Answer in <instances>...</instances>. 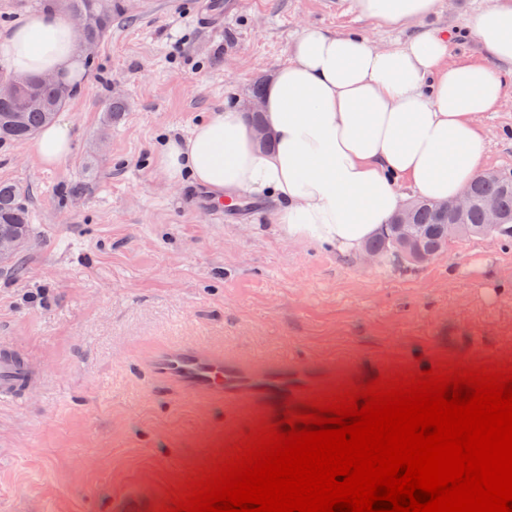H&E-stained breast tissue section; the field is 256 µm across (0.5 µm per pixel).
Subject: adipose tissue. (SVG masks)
<instances>
[{"label":"adipose tissue","mask_w":512,"mask_h":512,"mask_svg":"<svg viewBox=\"0 0 512 512\" xmlns=\"http://www.w3.org/2000/svg\"><path fill=\"white\" fill-rule=\"evenodd\" d=\"M436 2L354 6L396 27L424 19ZM472 29L486 61L450 65L448 42L430 32L377 47L359 33L305 26L263 96L272 147L259 144L246 112L228 103L188 134L167 136L155 169L169 183L189 179L219 197H277V227L289 240L361 253L402 207L405 191L446 200L481 171L488 143L479 122L511 90L499 66L512 63V0H490ZM0 56L19 76L53 74L70 85L81 78L75 29L57 15L34 13L12 26ZM73 143L70 124H53L35 152L54 166Z\"/></svg>","instance_id":"obj_1"}]
</instances>
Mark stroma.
<instances>
[{
    "label": "stroma",
    "mask_w": 512,
    "mask_h": 512,
    "mask_svg": "<svg viewBox=\"0 0 512 512\" xmlns=\"http://www.w3.org/2000/svg\"><path fill=\"white\" fill-rule=\"evenodd\" d=\"M95 68L60 112L70 157L0 145V181L25 187L35 238L0 267V344L36 359L40 386L0 403V512H116L131 490L168 502L248 429L223 404L169 388L144 361L162 343L284 359L347 360L363 377L447 363H512V246L456 241L430 264L370 265L293 242L279 202L218 218L208 191L153 168L160 141L225 102L249 103L303 26L393 46L449 37V63L486 53L470 25L489 0H438L395 28L353 0H232L222 27L199 0H120ZM126 112L102 122L106 99ZM488 170L512 173V93L480 123Z\"/></svg>",
    "instance_id": "1"
}]
</instances>
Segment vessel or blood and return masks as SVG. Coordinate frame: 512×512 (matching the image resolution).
<instances>
[{
    "mask_svg": "<svg viewBox=\"0 0 512 512\" xmlns=\"http://www.w3.org/2000/svg\"><path fill=\"white\" fill-rule=\"evenodd\" d=\"M146 363L162 382L183 394L223 403L237 423L258 426L286 407L304 406L322 392L359 381L357 366L342 361L277 359L237 350L216 352L179 341L154 348ZM36 382L28 357L0 346V401L21 400Z\"/></svg>",
    "mask_w": 512,
    "mask_h": 512,
    "instance_id": "1",
    "label": "vessel or blood"
}]
</instances>
